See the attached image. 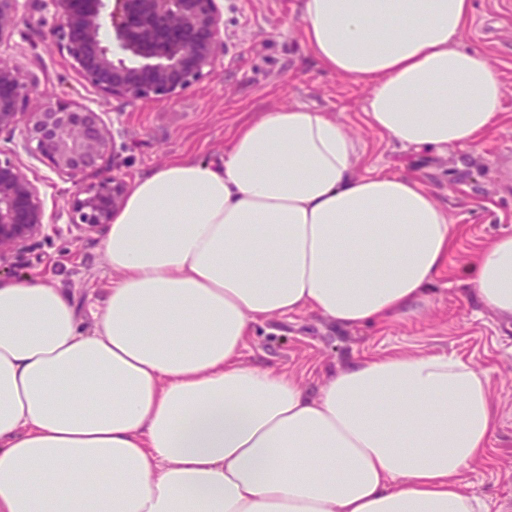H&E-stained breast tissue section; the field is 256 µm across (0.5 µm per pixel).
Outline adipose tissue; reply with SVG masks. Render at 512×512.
<instances>
[{"mask_svg":"<svg viewBox=\"0 0 512 512\" xmlns=\"http://www.w3.org/2000/svg\"><path fill=\"white\" fill-rule=\"evenodd\" d=\"M472 0H301L318 65L370 86L368 126L414 151L473 145L503 85L460 49ZM345 126L273 106L223 165L129 187L93 326L39 274L0 279V512H488L463 492L497 425L487 370L453 353L357 357L315 389L243 361L254 325L419 315L458 228L407 173L357 174ZM466 271L512 319V235Z\"/></svg>","mask_w":512,"mask_h":512,"instance_id":"1","label":"adipose tissue"}]
</instances>
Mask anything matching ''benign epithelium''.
I'll return each mask as SVG.
<instances>
[{
  "label": "benign epithelium",
  "instance_id": "7a95c632",
  "mask_svg": "<svg viewBox=\"0 0 512 512\" xmlns=\"http://www.w3.org/2000/svg\"><path fill=\"white\" fill-rule=\"evenodd\" d=\"M56 26L50 45L65 50L81 77L128 103L172 100L224 58L221 0H42ZM20 0H0V38L19 16ZM35 85L0 66V134L21 141L0 148V269L13 267L53 228L36 180L19 150L46 161L78 189L67 199L82 233L112 223L128 192L115 173L116 146L102 113L63 98L27 110Z\"/></svg>",
  "mask_w": 512,
  "mask_h": 512
}]
</instances>
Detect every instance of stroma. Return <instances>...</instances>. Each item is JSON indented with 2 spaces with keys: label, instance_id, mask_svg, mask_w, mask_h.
<instances>
[{
  "label": "stroma",
  "instance_id": "obj_1",
  "mask_svg": "<svg viewBox=\"0 0 512 512\" xmlns=\"http://www.w3.org/2000/svg\"><path fill=\"white\" fill-rule=\"evenodd\" d=\"M472 4L462 46L497 69L502 114L477 145L443 154H416L368 127L367 89L325 72L310 55L301 0H224L223 63L169 101L130 104L88 85L66 54L50 47L54 19L43 0H21L16 26L0 38V64L37 79L32 106L64 98L101 111L120 147L117 167L129 182L178 157L223 161L237 126L274 105H305L336 117L358 143L360 172L416 174L459 229L448 276L433 286L430 306L383 326L339 327L311 311L276 318L252 329L245 358L294 374L313 389L364 354L453 352L490 368L499 414L491 461L472 465L464 489L486 499L490 512H512V322L471 298L463 272L489 237L512 235V0ZM22 160L38 177L55 226L48 241L24 256L20 272L39 273L64 288L81 329H88V305L113 277L102 249L105 234L82 235L71 224L66 201L74 183L60 179L45 161L27 154Z\"/></svg>",
  "mask_w": 512,
  "mask_h": 512
}]
</instances>
